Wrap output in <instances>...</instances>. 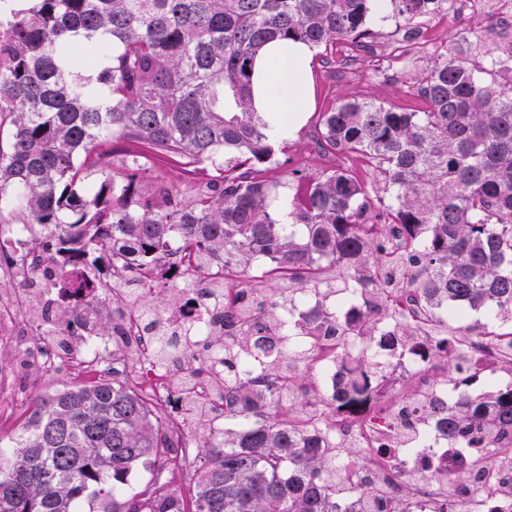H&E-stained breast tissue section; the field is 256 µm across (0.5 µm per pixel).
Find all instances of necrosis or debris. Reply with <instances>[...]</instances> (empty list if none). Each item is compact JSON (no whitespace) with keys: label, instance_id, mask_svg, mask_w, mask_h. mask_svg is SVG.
Segmentation results:
<instances>
[{"label":"necrosis or debris","instance_id":"necrosis-or-debris-1","mask_svg":"<svg viewBox=\"0 0 512 512\" xmlns=\"http://www.w3.org/2000/svg\"><path fill=\"white\" fill-rule=\"evenodd\" d=\"M453 11L468 28L482 31L484 36L512 37V0H456ZM31 233L26 224L0 229V280L15 284L13 291L0 292V357L17 355L19 347L14 335L27 337L38 329L32 300L43 301L54 295L46 286L50 267L32 266L22 257ZM113 252L117 262L102 281L114 288V319L129 334L140 337V344L128 348L87 328L80 344L42 347L26 364L35 371L64 365L76 372L113 365L128 385L148 394L172 432H179L182 391L155 367L149 341L153 334L149 312L129 305L125 284L136 279L137 292L144 295L155 283L158 271L168 272L171 283L184 292L173 323L172 342L176 345L181 344L182 329L189 323L202 338L221 331L223 299L218 295L205 300L199 297V288L211 280L209 267L177 264L166 255L158 270L147 271L139 268L137 255L127 243L115 242ZM328 304L351 322L363 310L361 295L348 294L329 299L309 295L282 303L278 311L281 320H297L306 326L303 335L294 337L295 346L324 353L318 362L317 384L313 390L298 393L301 402L334 396L346 373L343 352H329L323 329L311 321L313 312ZM438 344L431 323L421 319L416 336L399 343L396 349L367 347V354L385 364L388 372L384 383L371 386L362 407L337 411L339 446L332 454L343 458L345 446H353L359 460L350 471L379 488L383 512H393L397 506L402 512H512V477L505 464L506 459L512 458V443L493 436L485 439L480 452L454 448L436 421L420 417V407L428 394L434 392L444 398L449 395L448 388L432 387V374L439 363ZM464 356L468 364L480 365L486 377L512 373V344L498 337H486L466 348Z\"/></svg>","mask_w":512,"mask_h":512}]
</instances>
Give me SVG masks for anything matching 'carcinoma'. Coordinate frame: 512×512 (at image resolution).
<instances>
[{"instance_id": "carcinoma-1", "label": "carcinoma", "mask_w": 512, "mask_h": 512, "mask_svg": "<svg viewBox=\"0 0 512 512\" xmlns=\"http://www.w3.org/2000/svg\"><path fill=\"white\" fill-rule=\"evenodd\" d=\"M444 2L453 0H0V220L31 225L28 250L62 274L41 335L74 336L84 323L122 335L84 276L117 240L142 268L177 244L220 263L230 288L265 292L246 321L225 317L229 341L178 349L156 336L154 362L171 383H215L224 409L193 394L185 420L209 428L224 415V440L169 435L102 366L88 384L39 398L0 439V512H338L346 468L323 451L336 400L294 399L314 383L317 358L284 346L285 293H370L353 326L319 311L344 344L379 337L383 294H415L437 334L455 341L443 360L457 386L475 379L461 376L459 337H512L459 320L462 308L512 318V86L502 83L512 68L503 49L481 50L477 32L427 63L411 89L420 108L350 96L319 113L318 149L338 164L293 170L295 195L273 206V119L252 98L266 45L303 43L334 64L343 41L356 54L341 65L355 66L374 53L370 20L391 12L412 40ZM419 61L405 50L374 71L403 76ZM123 141L135 150L112 173L106 159ZM157 161L186 181H168ZM180 302L174 292L139 299L154 312ZM350 361L364 379L384 376L372 360ZM366 388L349 384L341 405L363 402ZM422 415L456 448L480 445L486 431L512 435V382L463 389L451 404L431 395ZM187 446L197 449L190 461L178 454ZM141 469L150 477L131 481Z\"/></svg>"}]
</instances>
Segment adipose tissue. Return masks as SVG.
<instances>
[{
	"label": "adipose tissue",
	"mask_w": 512,
	"mask_h": 512,
	"mask_svg": "<svg viewBox=\"0 0 512 512\" xmlns=\"http://www.w3.org/2000/svg\"><path fill=\"white\" fill-rule=\"evenodd\" d=\"M310 57L306 45L276 40L266 46L255 63L254 107L277 117L288 135L310 108Z\"/></svg>",
	"instance_id": "ef3b65f1"
}]
</instances>
